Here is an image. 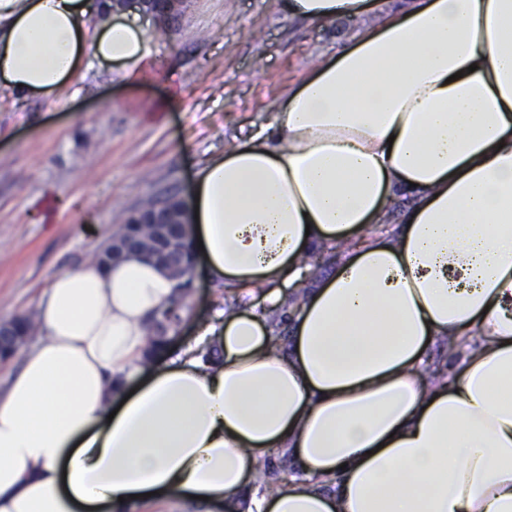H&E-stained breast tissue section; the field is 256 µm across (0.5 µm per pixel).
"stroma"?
<instances>
[{"label": "stroma", "instance_id": "obj_1", "mask_svg": "<svg viewBox=\"0 0 512 512\" xmlns=\"http://www.w3.org/2000/svg\"><path fill=\"white\" fill-rule=\"evenodd\" d=\"M374 22L307 24L278 0H185L137 80L92 67L53 99L0 101V321L35 316L43 287L153 195L189 198L200 164Z\"/></svg>", "mask_w": 512, "mask_h": 512}]
</instances>
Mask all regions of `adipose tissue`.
Returning <instances> with one entry per match:
<instances>
[{
  "mask_svg": "<svg viewBox=\"0 0 512 512\" xmlns=\"http://www.w3.org/2000/svg\"><path fill=\"white\" fill-rule=\"evenodd\" d=\"M307 22L380 0H281ZM141 6L0 0V93L49 98L87 68L136 77ZM395 230L372 235L398 198ZM194 265L252 301L149 365L178 282L137 256L41 295L0 389V512H512V0H410L316 65L268 124L195 173ZM339 249L333 271L302 264ZM286 314L287 348L265 314ZM462 341L424 380L436 339ZM287 449L299 478L260 491Z\"/></svg>",
  "mask_w": 512,
  "mask_h": 512,
  "instance_id": "1",
  "label": "adipose tissue"
}]
</instances>
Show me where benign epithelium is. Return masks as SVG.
Here are the masks:
<instances>
[{"label":"benign epithelium","instance_id":"benign-epithelium-1","mask_svg":"<svg viewBox=\"0 0 512 512\" xmlns=\"http://www.w3.org/2000/svg\"><path fill=\"white\" fill-rule=\"evenodd\" d=\"M184 0H159L155 15L163 19L177 16ZM188 224L185 201L174 208H147L138 211L132 220L113 235L109 250L99 253V262L117 261L127 256H139L154 262L161 261L188 273V288H193L194 264L188 260ZM15 325L0 322V357L13 354L24 343Z\"/></svg>","mask_w":512,"mask_h":512}]
</instances>
